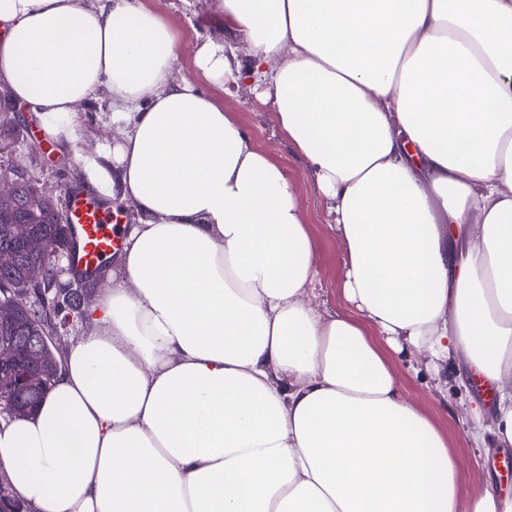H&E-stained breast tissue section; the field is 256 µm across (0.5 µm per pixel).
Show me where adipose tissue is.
I'll return each mask as SVG.
<instances>
[{"label":"adipose tissue","instance_id":"obj_1","mask_svg":"<svg viewBox=\"0 0 512 512\" xmlns=\"http://www.w3.org/2000/svg\"><path fill=\"white\" fill-rule=\"evenodd\" d=\"M196 77L262 88L329 205L351 309L306 300L315 247L285 170L143 0H0V82L135 206L37 411L0 421L25 512H512L461 500L396 354L466 355L512 446V0H220ZM249 45L247 58L237 40ZM107 93L111 140L77 107Z\"/></svg>","mask_w":512,"mask_h":512}]
</instances>
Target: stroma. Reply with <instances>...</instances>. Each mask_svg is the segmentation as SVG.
Returning a JSON list of instances; mask_svg holds the SVG:
<instances>
[{
  "label": "stroma",
  "instance_id": "1",
  "mask_svg": "<svg viewBox=\"0 0 512 512\" xmlns=\"http://www.w3.org/2000/svg\"><path fill=\"white\" fill-rule=\"evenodd\" d=\"M146 5L164 16L179 40L192 44L221 33L224 23L216 9V0H145ZM203 91L222 99L248 130L287 172L293 181L304 221L315 243L320 274L310 290L312 306L321 314L346 311L339 289L341 249L335 229L330 228L328 204L320 195L312 176L292 154L278 125L271 103L243 86L233 95L223 89L203 84ZM42 133L35 112L27 106L5 105L0 101V173L28 174L36 186L49 193L54 204L66 206V188L80 184L81 168L73 153L58 144L41 148ZM395 369L410 399L448 436V446L458 467L461 498L476 489L493 484L512 496V476L500 468L505 450L483 448L473 443L466 416L469 408L485 405L482 392L473 384L465 358H457L443 372L446 385L437 386L430 371L420 368L418 360L395 356Z\"/></svg>",
  "mask_w": 512,
  "mask_h": 512
}]
</instances>
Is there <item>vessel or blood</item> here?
Instances as JSON below:
<instances>
[{
	"label": "vessel or blood",
	"instance_id": "b4317fda",
	"mask_svg": "<svg viewBox=\"0 0 512 512\" xmlns=\"http://www.w3.org/2000/svg\"><path fill=\"white\" fill-rule=\"evenodd\" d=\"M69 194L67 222L71 225L79 242L76 273L80 277L94 275L101 264L117 254L122 247L118 226L120 213L98 205L91 194L72 188Z\"/></svg>",
	"mask_w": 512,
	"mask_h": 512
}]
</instances>
